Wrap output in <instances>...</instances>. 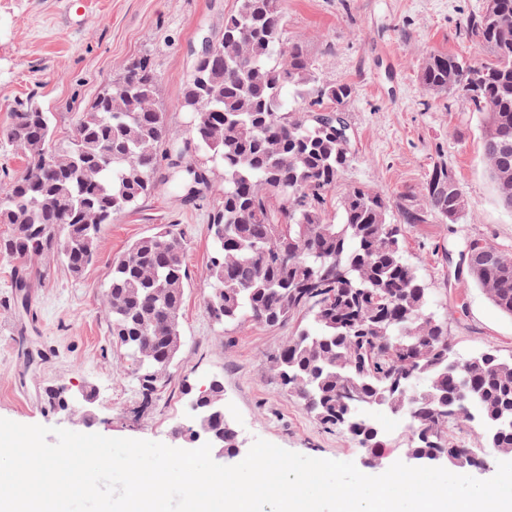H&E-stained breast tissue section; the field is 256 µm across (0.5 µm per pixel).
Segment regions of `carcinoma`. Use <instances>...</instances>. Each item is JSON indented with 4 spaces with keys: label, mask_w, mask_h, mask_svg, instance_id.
<instances>
[{
    "label": "carcinoma",
    "mask_w": 512,
    "mask_h": 512,
    "mask_svg": "<svg viewBox=\"0 0 512 512\" xmlns=\"http://www.w3.org/2000/svg\"><path fill=\"white\" fill-rule=\"evenodd\" d=\"M282 0H236L224 14L214 53L197 62L178 107L188 133L156 103L159 75L147 57L131 62L76 117L69 139L53 138L52 115L34 100L16 104L3 140L24 171L0 193V224L11 232L0 253L26 265L57 256L74 277L93 262L98 232L158 188L160 165L173 188L198 196L221 174L223 193L208 227L212 249L207 307L219 322L249 318L276 327L305 312L308 323L273 361L283 389L326 429L360 445L382 444L369 406L409 405L407 452L443 450L461 468L481 463L478 448L512 454V360L493 351L468 364L453 356L448 328L430 312L428 291L405 256L389 201L355 186L330 217L332 192L353 158L344 114L354 87L320 78L300 39L285 40ZM466 29L491 60L429 53L419 72L435 97L463 98L485 115L483 151L503 203L512 202V0H485ZM427 209L459 223L470 203L445 161L423 188ZM468 278L512 316V258L480 238ZM186 242L161 225L112 260L106 311L112 337L136 367L147 405L169 377L182 346L179 315L187 287ZM13 302H27L31 279L17 271ZM206 425L237 444L224 420L223 387L194 393ZM473 405L488 433L479 447L448 438V423Z\"/></svg>",
    "instance_id": "cac0c4a2"
}]
</instances>
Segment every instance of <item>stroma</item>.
I'll list each match as a JSON object with an SVG mask.
<instances>
[{
	"label": "stroma",
	"instance_id": "obj_1",
	"mask_svg": "<svg viewBox=\"0 0 512 512\" xmlns=\"http://www.w3.org/2000/svg\"><path fill=\"white\" fill-rule=\"evenodd\" d=\"M484 0H284L286 36L303 40L324 79L352 83L346 116L355 134L353 161L332 195L352 186L391 201L405 254L444 319L457 357L494 350L512 359V317L460 272L471 238L512 257V210L497 195L483 153L484 115L461 98H436L418 70L429 52L487 58L465 23ZM235 0H0V128L14 101L30 96L55 118L58 137L70 135L107 82L128 63L150 57L160 77L157 101L170 126L188 130L177 103L203 37H216ZM448 162L471 204L466 219L448 224L427 214L409 224L404 212L424 208L422 185L432 167ZM158 190L136 208L102 225L93 264L73 277L59 262L11 308L17 262L0 254V418L25 425L69 428L47 410L44 387L65 383L95 389L97 419L86 433L182 447L173 437L186 419L188 391L211 380L224 384V417L247 441L261 438L313 458L364 463L368 453L341 431L324 429L283 391L270 360L298 323L268 327L253 320L216 323L206 310L210 254L208 217L219 196H180L159 168ZM161 224H175L187 243L189 281L180 317L181 349L154 407L140 411L131 361L112 340L105 295L114 257ZM363 417L381 430L388 463L404 460L410 421L383 407Z\"/></svg>",
	"mask_w": 512,
	"mask_h": 512
}]
</instances>
